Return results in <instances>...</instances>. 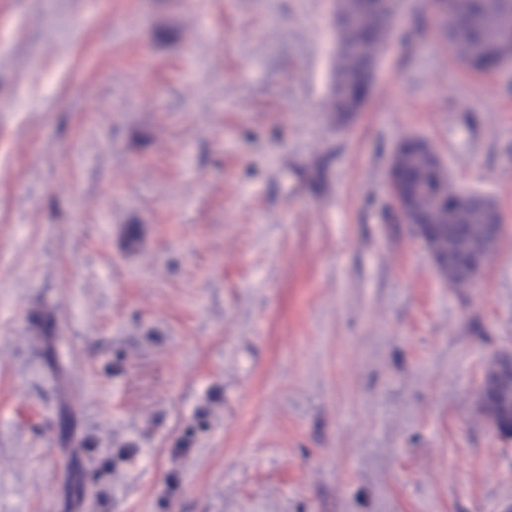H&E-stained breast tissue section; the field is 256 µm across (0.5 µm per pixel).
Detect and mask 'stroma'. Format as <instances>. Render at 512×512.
<instances>
[{"mask_svg":"<svg viewBox=\"0 0 512 512\" xmlns=\"http://www.w3.org/2000/svg\"><path fill=\"white\" fill-rule=\"evenodd\" d=\"M430 2L345 119L336 0H0V512H512V66ZM407 136L504 216L473 287L391 205ZM507 382H511L512 388V353L504 351L494 354L487 362L486 370L479 385L482 408L492 405L494 385Z\"/></svg>","mask_w":512,"mask_h":512,"instance_id":"obj_1","label":"stroma"}]
</instances>
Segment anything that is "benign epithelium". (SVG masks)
<instances>
[{"instance_id": "obj_1", "label": "benign epithelium", "mask_w": 512, "mask_h": 512, "mask_svg": "<svg viewBox=\"0 0 512 512\" xmlns=\"http://www.w3.org/2000/svg\"><path fill=\"white\" fill-rule=\"evenodd\" d=\"M411 184L412 181L405 174H399L396 167H391L388 193L396 213L402 222L409 226L411 233L427 245L436 269L442 271L450 266L455 267L457 279L451 287L475 284L481 277L489 258L496 251L503 233V225H498V232L490 233L476 244L466 238L450 247H444L441 242L448 236L446 226L433 224L425 215L408 210ZM507 382L512 383V353L504 351L494 354L487 362L479 385L481 406H491L494 385Z\"/></svg>"}]
</instances>
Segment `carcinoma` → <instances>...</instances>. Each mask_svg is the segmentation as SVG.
I'll use <instances>...</instances> for the list:
<instances>
[{"label":"carcinoma","mask_w":512,"mask_h":512,"mask_svg":"<svg viewBox=\"0 0 512 512\" xmlns=\"http://www.w3.org/2000/svg\"><path fill=\"white\" fill-rule=\"evenodd\" d=\"M377 2L374 8L366 0H337L336 19L342 27L328 108L345 118L364 106L369 95L366 71L378 62L392 32L391 0ZM447 7L437 33L454 58L477 72L491 62L512 63V0H479L475 6L448 0ZM393 159L414 176V208L433 223L467 224L476 238L487 232L497 211L490 198L475 191L463 194L427 151L408 147L394 152Z\"/></svg>","instance_id":"carcinoma-1"}]
</instances>
